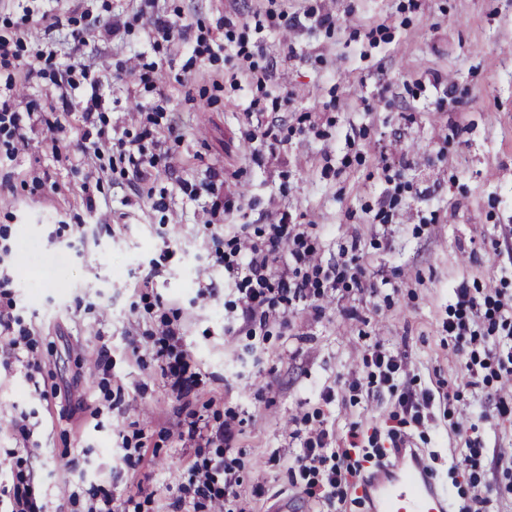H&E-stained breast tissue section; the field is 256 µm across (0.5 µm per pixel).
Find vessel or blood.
<instances>
[{
	"label": "vessel or blood",
	"instance_id": "b4317fda",
	"mask_svg": "<svg viewBox=\"0 0 512 512\" xmlns=\"http://www.w3.org/2000/svg\"><path fill=\"white\" fill-rule=\"evenodd\" d=\"M372 512H448V494L427 473L417 449H392L388 461L364 483Z\"/></svg>",
	"mask_w": 512,
	"mask_h": 512
}]
</instances>
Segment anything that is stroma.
Returning <instances> with one entry per match:
<instances>
[{"label": "stroma", "instance_id": "1", "mask_svg": "<svg viewBox=\"0 0 512 512\" xmlns=\"http://www.w3.org/2000/svg\"><path fill=\"white\" fill-rule=\"evenodd\" d=\"M289 12L313 8L335 28H271L260 65L267 85L291 102L279 113L281 143L253 161L245 140L255 124L246 110L255 87L231 85L229 62L194 57L197 38L248 35L266 0H157L156 11L189 25L187 38L155 42L135 0H0V35L21 41L20 54H56L55 68L26 79L0 75V99L27 113L28 144L0 155V227L11 254L14 313L38 333L44 361L28 376L21 363L0 368V490H12L15 460L34 470L30 493L39 512H78L68 491L110 488L140 512H177L188 470L210 449L179 440L168 428L201 418L236 416L226 460L240 469L244 512H311L289 472L303 440L319 426L345 439L358 424L361 474L347 488L345 512H370L360 493L390 442L399 407L388 385L367 395L376 345L401 356L415 392L437 381L462 387L460 402L420 408L410 443L436 454L434 480L452 505L469 501L472 481L503 493L512 512V471L498 451L512 448V415H501L494 369L468 385L465 363L484 359L492 340L448 343L456 288L512 300V0H287ZM132 18L126 33L105 35L113 15ZM234 25L225 28V17ZM84 43L74 46L72 35ZM293 56H286V46ZM157 63L154 85L134 68ZM72 68L69 98H88L81 69L107 76L94 125L62 107L54 71ZM164 112L146 152L169 151L170 169L135 192L111 155L84 158V134L135 136L132 101ZM62 126L68 151L53 155L47 122ZM181 140L171 144L168 125ZM243 194L234 222L271 224L290 212L312 225L317 260L361 269L376 293L347 282L317 305L298 304L287 324L269 321L262 336L239 333L224 287V266L211 255L212 171ZM197 190L189 199L180 183ZM92 186L95 209L86 206ZM165 198L168 207L153 208ZM217 287L200 295V282ZM177 317L179 350L198 383L177 397L155 358L163 315ZM138 350H131V340ZM360 388H352V381ZM470 427L455 429V413ZM26 419L21 436L13 423ZM475 442L473 471L453 462ZM142 447L127 464L126 449Z\"/></svg>", "mask_w": 512, "mask_h": 512}]
</instances>
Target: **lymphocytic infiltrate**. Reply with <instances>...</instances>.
<instances>
[{"instance_id": "f902f5d3", "label": "lymphocytic infiltrate", "mask_w": 512, "mask_h": 512, "mask_svg": "<svg viewBox=\"0 0 512 512\" xmlns=\"http://www.w3.org/2000/svg\"><path fill=\"white\" fill-rule=\"evenodd\" d=\"M140 139L126 140L101 133L84 143L82 152L94 157L109 152L117 154L128 163L133 178L140 183L167 164L162 156L144 154ZM316 254L317 247L308 231L293 223L289 215H281L278 223L253 231L247 225H239L229 249L217 252L216 260L224 265L236 296L234 306L241 313L242 327L248 335L261 333L270 319L287 318L299 303L320 297L322 288H336L348 279L361 284L360 274L349 273L346 265L339 262L316 263ZM12 308V303L0 302V335L8 337L12 349H24L26 369L38 373L42 361L33 332L19 325ZM178 334V328L170 321H163L155 355L171 389L185 396L191 392L195 379L187 373L184 354L173 345ZM295 464L307 479L303 492L308 499L323 507L344 501L346 476L355 472L356 467L350 450L337 447L334 431L325 427L316 430L305 440ZM188 475L184 495L177 502L182 512H196L202 504L208 505L210 512L234 507L240 475L223 457L194 465Z\"/></svg>"}]
</instances>
